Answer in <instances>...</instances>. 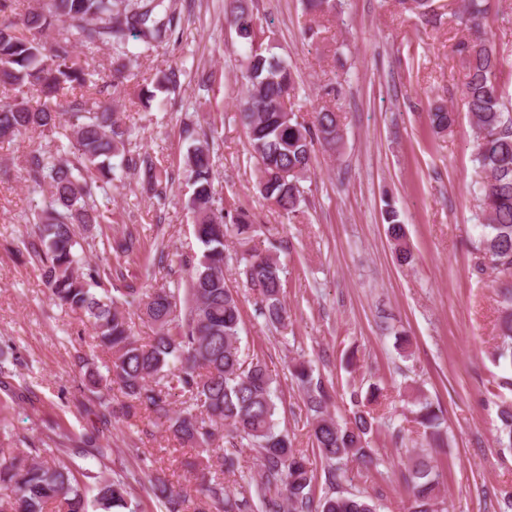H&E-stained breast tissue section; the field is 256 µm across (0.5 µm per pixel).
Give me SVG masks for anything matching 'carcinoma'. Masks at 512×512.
<instances>
[{
    "instance_id": "cac0c4a2",
    "label": "carcinoma",
    "mask_w": 512,
    "mask_h": 512,
    "mask_svg": "<svg viewBox=\"0 0 512 512\" xmlns=\"http://www.w3.org/2000/svg\"><path fill=\"white\" fill-rule=\"evenodd\" d=\"M307 11L329 16L336 0H304ZM403 8L425 19L430 0H401ZM489 0H466L460 23L474 33L455 46L468 71L463 89L471 130L473 154L481 180L473 274H495L499 284V332L494 362L503 375L496 389H512V108L499 90L498 74L504 58L483 31ZM180 17L166 0H42L36 6L24 0H0V84L17 95L0 105V141L29 131H40L55 142L51 151H32L22 160L33 195L35 239L25 244L37 262L54 300L81 315L93 340L112 353L107 375L84 369L87 389L96 398L102 417L112 416L105 394L107 382H117L129 399L128 417L143 409L154 424L198 453L186 466L196 471L197 486L188 494L169 479L149 476V491L165 512H250L257 496L262 512H376L367 496L343 493L336 486L345 479L349 461L364 470L377 467L370 447L377 429L369 406L380 388L350 393L353 418L340 422L329 411L330 397L321 381H313L301 362L294 377L305 389L304 406L311 420L313 453L325 462V482L334 489L315 498L317 472L309 456L292 448L279 429L282 399L277 380L257 355L246 357L238 347L242 323L238 291L230 288L224 267L235 261L244 286L253 297L256 316L275 329L287 327L283 304L284 281L277 258L254 245L256 226L242 208H226L213 187L212 157L217 127L194 140L184 159L183 176L192 188L187 207L194 217L195 234L203 247L200 258H170L159 249L158 264L172 270L178 264L187 274L183 287L140 292L119 286L125 281L123 264L145 250L138 232L112 236L110 194L115 172L135 175L153 196L166 197L173 173L148 154L135 153L131 132L114 117L110 91H118L130 74L120 69L107 80L75 52L78 41L90 49L105 46L121 58L136 59L168 40ZM224 24L244 43L239 120L246 129L260 195L288 218L297 217L305 201L303 182L313 167L315 146L336 149L343 140V121L333 105L318 107L313 120H299L294 73L288 59L264 42L265 29L248 0H224ZM182 71L163 73L153 86L141 88L139 101L148 107L158 94L180 86ZM37 104H32L33 98ZM436 133L452 131L453 110L442 105L428 113ZM387 235L399 265L413 255L405 225L396 208L386 203ZM96 245L106 254L102 262L84 255L92 230ZM243 246L241 253L226 251L227 238ZM136 307L156 326L155 336L139 342L125 306ZM187 397L180 411L171 408L172 391ZM416 420L430 431L428 447L409 458L403 480L408 493L407 512H438L443 503L440 475L432 448L445 446L441 434L443 411L427 397H414ZM497 442L512 448V402L499 404ZM52 448H30L24 453L0 454V487L11 495L0 497V512H102L129 508L132 487L105 476L111 451L92 433L75 436L55 420H47ZM256 452L260 482L235 494L224 487V475L237 470L239 446ZM96 460L98 470L77 463ZM95 492L88 498L89 492Z\"/></svg>"
}]
</instances>
